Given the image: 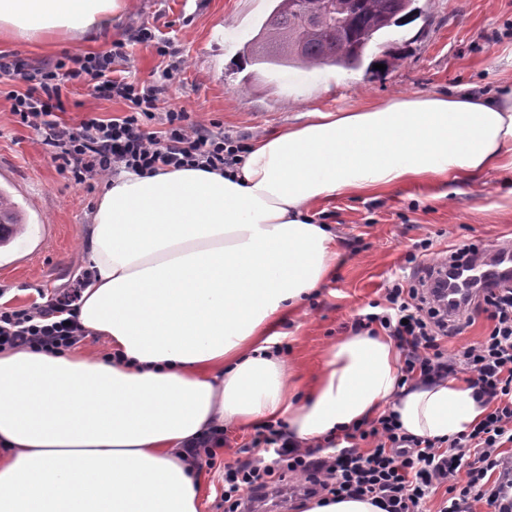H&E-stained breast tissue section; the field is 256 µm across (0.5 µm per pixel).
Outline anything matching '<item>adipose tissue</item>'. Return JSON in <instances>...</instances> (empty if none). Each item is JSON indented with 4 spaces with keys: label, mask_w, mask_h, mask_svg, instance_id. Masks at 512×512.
<instances>
[{
    "label": "adipose tissue",
    "mask_w": 512,
    "mask_h": 512,
    "mask_svg": "<svg viewBox=\"0 0 512 512\" xmlns=\"http://www.w3.org/2000/svg\"><path fill=\"white\" fill-rule=\"evenodd\" d=\"M130 0H0V35L112 33ZM512 170V92L413 95L255 138L241 163L124 173L99 198L78 319L112 349L0 352V512H198L179 453L225 423L283 421L321 442L382 408L416 437L484 414L466 382L401 381L389 336L330 344L303 397L278 329L338 253L312 212L340 195Z\"/></svg>",
    "instance_id": "1"
}]
</instances>
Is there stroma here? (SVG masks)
Segmentation results:
<instances>
[{
    "label": "stroma",
    "mask_w": 512,
    "mask_h": 512,
    "mask_svg": "<svg viewBox=\"0 0 512 512\" xmlns=\"http://www.w3.org/2000/svg\"><path fill=\"white\" fill-rule=\"evenodd\" d=\"M274 6L273 0H131L115 39L125 40L130 79L148 85L172 68L171 103L199 119L220 122L226 133L257 136L303 122L311 109L338 111L378 104L402 95L450 92L468 87L486 93L512 90V0H414V12L372 48L359 69L325 66L311 71L270 70L242 53ZM223 26L232 41L215 38ZM168 39L172 54L159 56L136 42L141 27ZM111 42L39 44L0 39V55L20 54L30 72L66 57L99 54ZM397 51L395 66L378 70L383 48ZM0 85V186L26 211L28 245L0 252V304L27 307L40 292L69 288L89 265L87 240L96 203L105 184L70 186L49 158L39 135L19 127ZM65 121L77 124L87 113L109 116L123 101L97 97L76 84L64 92ZM426 188L403 184L383 193L336 197L315 223L332 225L336 264L305 310L281 327L283 355L310 381L324 350L350 335L353 318L376 300L384 281L404 265L414 243L429 237L435 251L478 240H512V172L491 171L474 179ZM255 427L224 428L226 443L214 467H202L200 512H221L222 472L241 457Z\"/></svg>",
    "instance_id": "35a3bbf8"
}]
</instances>
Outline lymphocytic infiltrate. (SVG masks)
I'll list each match as a JSON object with an SVG mask.
<instances>
[{
    "instance_id": "f902f5d3",
    "label": "lymphocytic infiltrate",
    "mask_w": 512,
    "mask_h": 512,
    "mask_svg": "<svg viewBox=\"0 0 512 512\" xmlns=\"http://www.w3.org/2000/svg\"><path fill=\"white\" fill-rule=\"evenodd\" d=\"M124 41L73 64L59 61L30 78L19 55L0 56V80L14 83L11 113L39 134L51 159L78 188L123 172L147 175L192 167L234 168L248 152V138L224 133L186 108L170 103L168 84L142 86L118 74ZM80 81L129 111L86 115L65 122L62 89ZM408 272L386 280L377 300L357 315L353 333L378 327L404 354L403 382L466 375L485 413L446 439L406 433L392 411L357 423L317 448H297L282 422L258 428L246 459L224 467V512H252L256 495L278 490L287 476L303 477L308 498L366 497L381 512H512V287L484 288L458 314H449L434 286L433 267L407 259ZM79 290L55 293L24 309L0 308V351L63 355L88 335L78 320ZM487 313L489 325L475 343L448 349V337Z\"/></svg>"
}]
</instances>
